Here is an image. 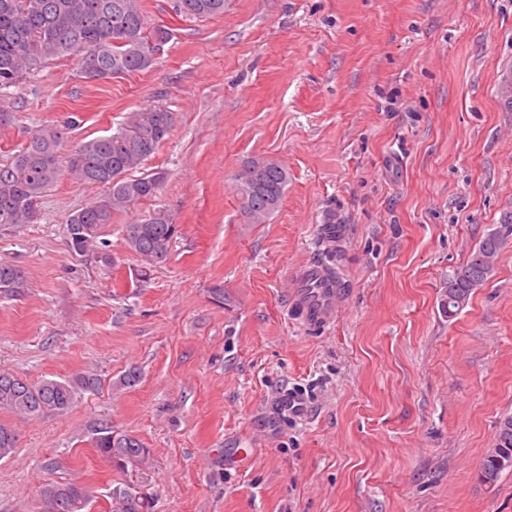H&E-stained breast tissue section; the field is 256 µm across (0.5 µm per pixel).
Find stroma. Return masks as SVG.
Here are the masks:
<instances>
[{
    "mask_svg": "<svg viewBox=\"0 0 512 512\" xmlns=\"http://www.w3.org/2000/svg\"><path fill=\"white\" fill-rule=\"evenodd\" d=\"M175 4L140 0L171 32L148 70L91 84L57 57L0 100V165L46 125L67 126L66 154L144 105L175 114L145 163L166 174L159 195L88 250L66 220L107 189L66 174L34 223L0 226V262L29 281L0 295V371L102 381L64 413L0 409L18 435L0 512H46L48 481L110 512L105 427L149 449L154 512H512V471L477 478L512 414V247L461 312L442 308L512 212V0H225L206 20ZM253 156L290 175L263 224L232 191ZM154 212L179 232L150 266L123 227ZM329 247L340 298L312 325L292 280ZM287 390L301 412H283Z\"/></svg>",
    "mask_w": 512,
    "mask_h": 512,
    "instance_id": "35a3bbf8",
    "label": "stroma"
}]
</instances>
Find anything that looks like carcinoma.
<instances>
[{
  "label": "carcinoma",
  "mask_w": 512,
  "mask_h": 512,
  "mask_svg": "<svg viewBox=\"0 0 512 512\" xmlns=\"http://www.w3.org/2000/svg\"><path fill=\"white\" fill-rule=\"evenodd\" d=\"M177 11L188 19L224 15V0H177ZM171 33L163 25L145 26L136 0H0V91L7 90L24 74L53 56H80L88 83L116 74L145 71L153 64L158 46ZM175 113L162 104L127 113L116 132L75 145L67 155V169L79 181L107 187L100 200L75 211L66 233L73 250L83 252L90 239L83 237L84 224H110L142 200L156 196L165 180L162 172L133 176L130 171L147 160L170 133ZM64 132L45 126L35 133L10 162L0 165V225L30 224L37 219L41 199L62 174L60 147ZM288 169L267 157H252L233 185L240 213L249 224L268 220L281 206L288 185ZM177 225L149 216L125 225L124 241L133 253L152 263L164 261ZM512 236V215L501 220V230L488 233L465 263L448 276V316L461 311L471 294L492 276L501 252ZM28 288L19 267L0 263V294L20 296ZM98 386L93 375L77 374L67 380L30 382L0 372V408L20 416L45 412L63 413L77 395ZM15 430L0 424V459L17 447ZM100 456L121 472L139 470L149 455L133 435L110 427L95 440ZM485 454L479 481L493 484L512 469V415L499 421L493 445ZM48 512H85L89 488L77 482H48L41 489ZM112 512H153L140 484L130 480L112 489Z\"/></svg>",
  "instance_id": "obj_1"
}]
</instances>
